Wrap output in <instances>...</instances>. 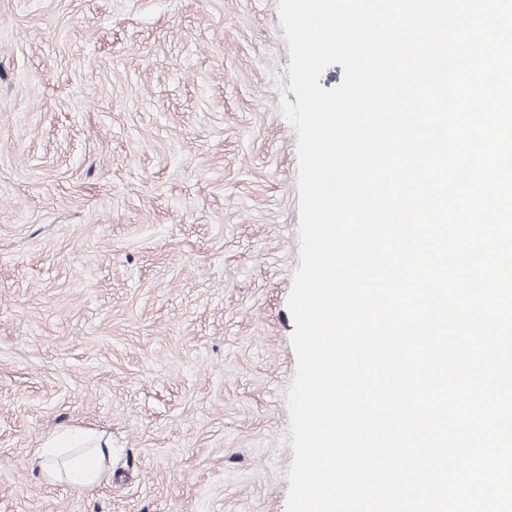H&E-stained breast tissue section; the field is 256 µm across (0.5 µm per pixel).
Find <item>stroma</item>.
<instances>
[{
    "label": "stroma",
    "instance_id": "35a3bbf8",
    "mask_svg": "<svg viewBox=\"0 0 512 512\" xmlns=\"http://www.w3.org/2000/svg\"><path fill=\"white\" fill-rule=\"evenodd\" d=\"M289 63L278 0H0V512H285ZM86 439L96 441L97 446L93 452L72 456L59 465V457L65 448L79 447ZM107 448V441H102L101 436L64 428L43 439L34 461L52 479H64L75 486H89L97 483L107 469V462L110 461Z\"/></svg>",
    "mask_w": 512,
    "mask_h": 512
}]
</instances>
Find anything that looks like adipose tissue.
I'll use <instances>...</instances> for the list:
<instances>
[{
    "label": "adipose tissue",
    "instance_id": "obj_1",
    "mask_svg": "<svg viewBox=\"0 0 512 512\" xmlns=\"http://www.w3.org/2000/svg\"><path fill=\"white\" fill-rule=\"evenodd\" d=\"M85 438V433L69 428L56 430L43 439L34 461L48 477L63 479L76 486L95 484L110 460L109 453L103 446H96L91 453L76 454L66 460L61 457L64 449H76Z\"/></svg>",
    "mask_w": 512,
    "mask_h": 512
}]
</instances>
